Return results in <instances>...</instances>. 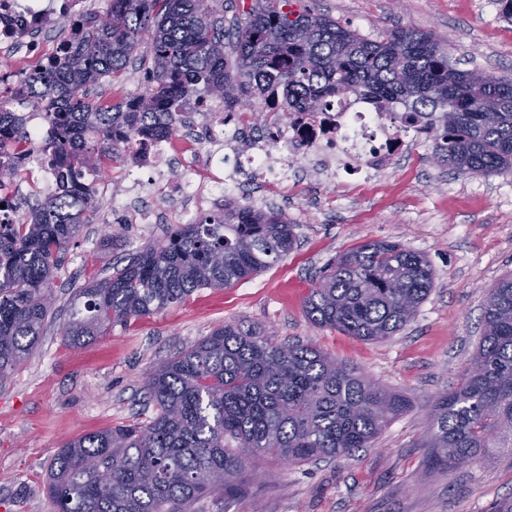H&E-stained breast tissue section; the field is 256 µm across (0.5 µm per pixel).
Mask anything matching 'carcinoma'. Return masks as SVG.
Segmentation results:
<instances>
[{
  "label": "carcinoma",
  "mask_w": 512,
  "mask_h": 512,
  "mask_svg": "<svg viewBox=\"0 0 512 512\" xmlns=\"http://www.w3.org/2000/svg\"><path fill=\"white\" fill-rule=\"evenodd\" d=\"M146 40L152 65L138 91L115 103L90 98L102 81L124 78ZM204 90L243 114L274 92L288 114L316 112L348 94L392 103L426 126L434 153L457 172L512 171V79L459 69L431 33L396 27L370 39L305 0H253L229 25L224 0H112L106 14L81 19L61 61L34 68L11 98H0V176L23 165L4 148L9 140L27 143L15 99L44 111L50 135L39 149L57 162L55 193L36 199L27 219L0 223V379L39 343L53 269L96 207L93 193L76 195L73 184L91 166L139 157L135 135H171L181 100ZM295 244L294 226L280 213L226 200L80 289L64 340L80 346L198 289L226 288ZM433 279L425 256L396 242H367L323 269L304 312L315 326L383 342L415 316ZM147 394L155 408L148 424L56 449L47 478L55 512H184L200 497L227 501L240 493L250 461L348 456L371 447L407 407L405 396L357 367L232 323L150 370ZM508 443L512 276L489 289L473 363L434 403L430 464H485Z\"/></svg>",
  "instance_id": "cac0c4a2"
}]
</instances>
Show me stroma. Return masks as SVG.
<instances>
[{
	"instance_id": "obj_1",
	"label": "stroma",
	"mask_w": 512,
	"mask_h": 512,
	"mask_svg": "<svg viewBox=\"0 0 512 512\" xmlns=\"http://www.w3.org/2000/svg\"><path fill=\"white\" fill-rule=\"evenodd\" d=\"M310 3L371 39L394 26L432 33L461 69L512 78V20L499 0ZM178 177L121 160L93 175L94 188L121 179L126 192L118 207L97 196L90 224L53 274L41 343L0 381V512H53L47 471L56 448L113 426L148 423L155 414L148 372L225 323L313 344L410 405L367 451L257 464L234 502L203 497L189 512H489L512 496V450L501 449L487 467L437 470L427 446L435 399L470 366L487 292L512 274V172L458 173L435 162L425 140L368 184L315 180L300 167L279 184L254 175L249 205L274 209L294 226L296 245L287 256L231 287L203 288L160 313L114 325L83 347L67 345L61 329L85 283L110 276L129 253L162 243L186 216L216 206L207 187L196 202L178 204ZM143 211L160 214V222L138 223ZM378 240L401 243L431 264L434 287L416 317L379 343L312 325L303 301L320 270L341 252Z\"/></svg>"
}]
</instances>
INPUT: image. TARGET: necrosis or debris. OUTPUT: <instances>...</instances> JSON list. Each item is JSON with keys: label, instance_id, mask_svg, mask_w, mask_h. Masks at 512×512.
<instances>
[{"label": "necrosis or debris", "instance_id": "4bbe7bcc", "mask_svg": "<svg viewBox=\"0 0 512 512\" xmlns=\"http://www.w3.org/2000/svg\"><path fill=\"white\" fill-rule=\"evenodd\" d=\"M89 0H0V58L10 59L15 48L46 61L60 55L61 45L41 50L37 37L66 20H78ZM263 108L271 119L266 128L254 130L249 116L226 113L221 98L201 94L184 107L187 120L199 123L205 133L191 144V159L172 158V143L163 138L149 155L154 165L179 164L183 171L181 194L196 199L199 177L208 174L215 192H223V177L213 173L218 145L233 148L235 168L272 177L287 175L292 162L302 161L319 169L328 180L365 181L398 159L416 138L413 127L388 113L376 111L372 102L348 98L345 102L310 114H293L280 122V100L267 98Z\"/></svg>", "mask_w": 512, "mask_h": 512}]
</instances>
